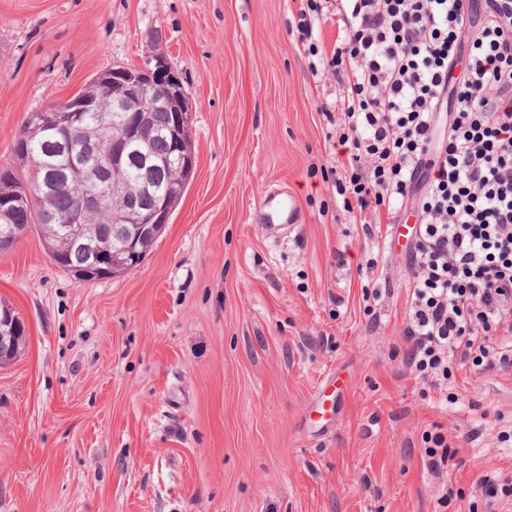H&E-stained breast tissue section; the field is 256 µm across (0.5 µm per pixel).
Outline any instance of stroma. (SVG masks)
<instances>
[{
  "label": "stroma",
  "instance_id": "obj_1",
  "mask_svg": "<svg viewBox=\"0 0 512 512\" xmlns=\"http://www.w3.org/2000/svg\"><path fill=\"white\" fill-rule=\"evenodd\" d=\"M301 0H0V170L27 115L162 52L196 167L136 267L89 282L38 227L0 253L24 340L0 366V512H512L475 485L512 474V368L407 363L413 275L398 224L356 223L336 188L351 145L325 107L340 39ZM292 194L301 223L258 206ZM335 377L337 408L311 405ZM452 445L440 475L428 435Z\"/></svg>",
  "mask_w": 512,
  "mask_h": 512
}]
</instances>
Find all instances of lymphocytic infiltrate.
<instances>
[{
  "label": "lymphocytic infiltrate",
  "mask_w": 512,
  "mask_h": 512,
  "mask_svg": "<svg viewBox=\"0 0 512 512\" xmlns=\"http://www.w3.org/2000/svg\"><path fill=\"white\" fill-rule=\"evenodd\" d=\"M331 14L345 41L325 66L352 137L347 188L362 210L420 198L407 326L415 365L511 368L512 0H303L300 42Z\"/></svg>",
  "instance_id": "lymphocytic-infiltrate-1"
}]
</instances>
